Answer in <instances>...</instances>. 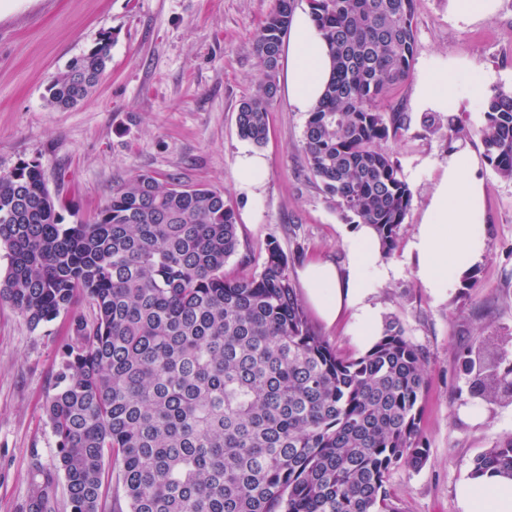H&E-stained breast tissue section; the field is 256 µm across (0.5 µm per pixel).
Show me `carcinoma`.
<instances>
[{
    "instance_id": "carcinoma-1",
    "label": "carcinoma",
    "mask_w": 512,
    "mask_h": 512,
    "mask_svg": "<svg viewBox=\"0 0 512 512\" xmlns=\"http://www.w3.org/2000/svg\"><path fill=\"white\" fill-rule=\"evenodd\" d=\"M417 0H310L328 42L331 80L308 113V170L330 203L371 226L382 254L397 248L413 196L381 143L403 126L386 112L416 51ZM294 0H275L256 30L261 77L238 109L241 138L261 144L279 90ZM111 38L47 87L73 107L98 83ZM477 131L495 172L512 180V90L484 101ZM39 163L0 177V300L36 328L80 298L44 411L71 512H103L105 457L123 499L112 512H399L394 468H421V350L395 319L359 357L315 329L274 240L257 275L224 272L239 246L221 190L135 170L91 223H64ZM469 394L512 398V361L461 359ZM512 476V435L479 455L470 476ZM33 484L28 512H54Z\"/></svg>"
}]
</instances>
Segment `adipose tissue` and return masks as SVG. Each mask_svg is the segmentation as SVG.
<instances>
[{"label":"adipose tissue","instance_id":"adipose-tissue-1","mask_svg":"<svg viewBox=\"0 0 512 512\" xmlns=\"http://www.w3.org/2000/svg\"><path fill=\"white\" fill-rule=\"evenodd\" d=\"M286 85L288 99L297 111H312L331 71L327 43L308 13L297 12L288 41ZM459 98V85L447 63L426 69L418 80L414 105L421 110L447 111ZM476 154L461 149L449 155L434 184L429 205L409 243L416 258L417 281L436 297L461 284L485 255V204ZM343 266L313 261L300 279L307 299L320 318L334 323L342 312L351 314V333L363 343L372 342L382 313L369 297L378 282L389 275L374 230L360 225L347 243ZM460 512H512V478L485 474L457 488Z\"/></svg>","mask_w":512,"mask_h":512}]
</instances>
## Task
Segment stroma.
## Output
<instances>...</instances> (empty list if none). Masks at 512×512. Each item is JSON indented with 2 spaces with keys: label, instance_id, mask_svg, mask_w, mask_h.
Listing matches in <instances>:
<instances>
[{
  "label": "stroma",
  "instance_id": "obj_1",
  "mask_svg": "<svg viewBox=\"0 0 512 512\" xmlns=\"http://www.w3.org/2000/svg\"><path fill=\"white\" fill-rule=\"evenodd\" d=\"M273 6L274 0H0V176L23 160L40 163L71 224L92 220L132 171L175 175L223 191L233 206L239 247L226 271L260 272L270 240L287 255L294 279L314 259L346 263L344 242L357 226L310 174L307 115L293 109L286 90L278 92L258 148L268 160L267 178L251 196L238 187L237 158L251 143L239 136L236 115L260 79L253 36ZM415 26L412 69L388 101L405 122L385 145L413 202L397 248L384 258L394 270L371 299L423 352L419 438L429 454L420 469H393L387 485L401 512H459L455 491L474 459L512 434V400L470 397L458 361L478 343L488 357L512 360V180L481 162L484 259L445 298L417 282L407 244L440 163L463 147L482 153L483 102L497 89H512V0H496L491 15L468 21L458 18L455 0H418ZM107 36L110 60L93 92L67 110L49 106L51 77ZM439 58L475 80L464 83L459 103L437 113L432 128L412 97L419 74ZM452 120L465 127L464 136H449ZM77 314L92 317V305L79 301L71 313L33 328L0 301V512H27L38 467L56 474V512H71L43 404ZM474 411L480 420L471 419Z\"/></svg>",
  "mask_w": 512,
  "mask_h": 512
}]
</instances>
